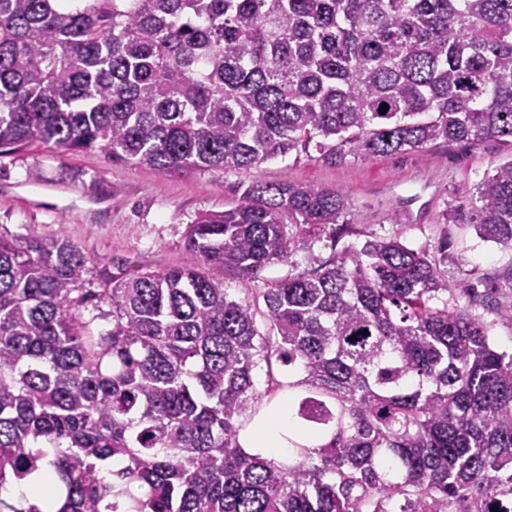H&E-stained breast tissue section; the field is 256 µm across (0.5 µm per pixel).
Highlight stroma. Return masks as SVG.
Returning a JSON list of instances; mask_svg holds the SVG:
<instances>
[{"instance_id": "obj_1", "label": "stroma", "mask_w": 512, "mask_h": 512, "mask_svg": "<svg viewBox=\"0 0 512 512\" xmlns=\"http://www.w3.org/2000/svg\"><path fill=\"white\" fill-rule=\"evenodd\" d=\"M506 157L497 141L433 145L430 158L415 152L318 161L316 151L263 163L253 175L221 169L162 176L115 164L99 152H52L33 144L0 154V233L58 235L91 256L123 258L129 271H159L193 264L186 229L198 212L229 208L251 179L288 181L333 189L349 204L354 232L343 245L361 247L391 230L399 213L401 239L424 247L449 282L476 292L512 275V248L483 240L470 224H445L441 214ZM336 254L325 236L301 242L291 264L267 268L261 281L225 282L230 298L251 302L260 331H267L261 291L289 268L311 270Z\"/></svg>"}]
</instances>
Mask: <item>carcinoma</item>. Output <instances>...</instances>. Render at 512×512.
I'll list each match as a JSON object with an SVG mask.
<instances>
[{
  "label": "carcinoma",
  "instance_id": "cac0c4a2",
  "mask_svg": "<svg viewBox=\"0 0 512 512\" xmlns=\"http://www.w3.org/2000/svg\"><path fill=\"white\" fill-rule=\"evenodd\" d=\"M486 139L509 158L443 219L512 245V0H0L1 150L167 176ZM349 215L334 190L255 179L188 225L196 263L136 273L0 235V488L48 489L0 512H512V353L473 311L512 322V276L459 304L395 215L268 284L275 346L227 295ZM88 303L111 318L97 336ZM274 359L300 372L286 459L239 441Z\"/></svg>",
  "mask_w": 512,
  "mask_h": 512
}]
</instances>
